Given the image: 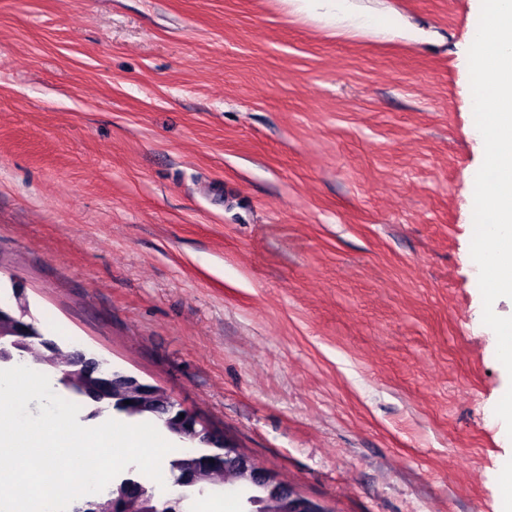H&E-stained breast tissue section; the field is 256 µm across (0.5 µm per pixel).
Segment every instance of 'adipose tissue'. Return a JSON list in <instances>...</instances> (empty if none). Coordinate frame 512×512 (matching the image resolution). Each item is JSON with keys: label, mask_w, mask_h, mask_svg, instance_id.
<instances>
[{"label": "adipose tissue", "mask_w": 512, "mask_h": 512, "mask_svg": "<svg viewBox=\"0 0 512 512\" xmlns=\"http://www.w3.org/2000/svg\"><path fill=\"white\" fill-rule=\"evenodd\" d=\"M290 14L301 16L323 25L334 34L358 36L373 34L387 41L407 37V23L396 25L380 22L377 14L355 0H282Z\"/></svg>", "instance_id": "obj_1"}]
</instances>
